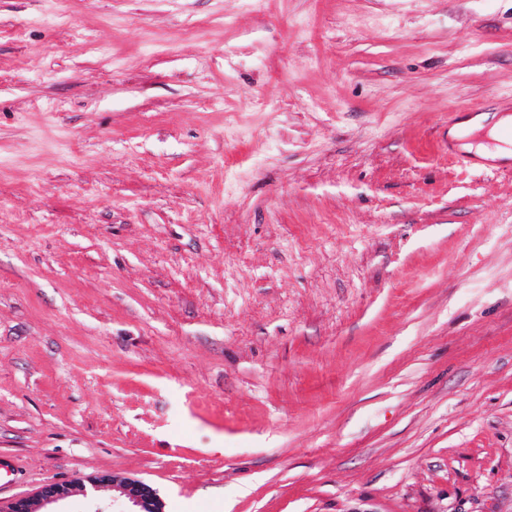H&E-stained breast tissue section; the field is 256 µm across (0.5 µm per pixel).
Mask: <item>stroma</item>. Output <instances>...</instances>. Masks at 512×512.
Instances as JSON below:
<instances>
[{"instance_id": "stroma-1", "label": "stroma", "mask_w": 512, "mask_h": 512, "mask_svg": "<svg viewBox=\"0 0 512 512\" xmlns=\"http://www.w3.org/2000/svg\"><path fill=\"white\" fill-rule=\"evenodd\" d=\"M512 0H0V512H512ZM496 115L484 114L471 119L466 120L461 124L460 130L455 133L458 137H466V135L487 128V135L490 139L502 140L501 136L504 131L507 130L508 125L511 123V117L504 115L499 117L497 120ZM491 123V124H489ZM112 481V487H117L120 493L132 506L138 510L126 512H164L163 503L156 491L143 481L130 478H117L112 475V480L107 476H97L89 479L92 489ZM71 491L68 483H55L45 487L39 496L37 503L29 499L17 500L10 512H57V511H40L38 506L56 502L69 495Z\"/></svg>"}]
</instances>
